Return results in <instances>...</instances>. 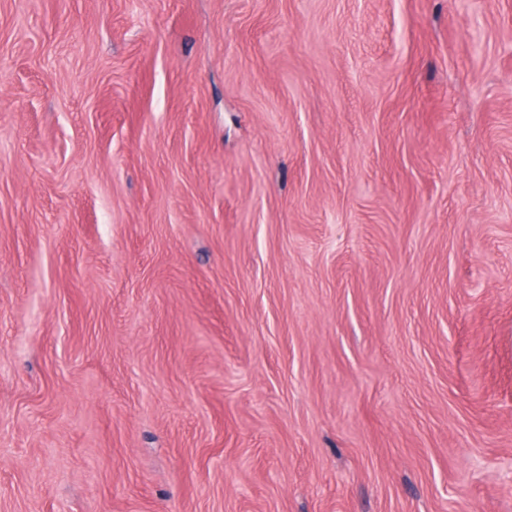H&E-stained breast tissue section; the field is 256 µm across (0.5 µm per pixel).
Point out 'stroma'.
<instances>
[{
	"instance_id": "35a3bbf8",
	"label": "stroma",
	"mask_w": 512,
	"mask_h": 512,
	"mask_svg": "<svg viewBox=\"0 0 512 512\" xmlns=\"http://www.w3.org/2000/svg\"><path fill=\"white\" fill-rule=\"evenodd\" d=\"M0 512H512V0H0Z\"/></svg>"
}]
</instances>
